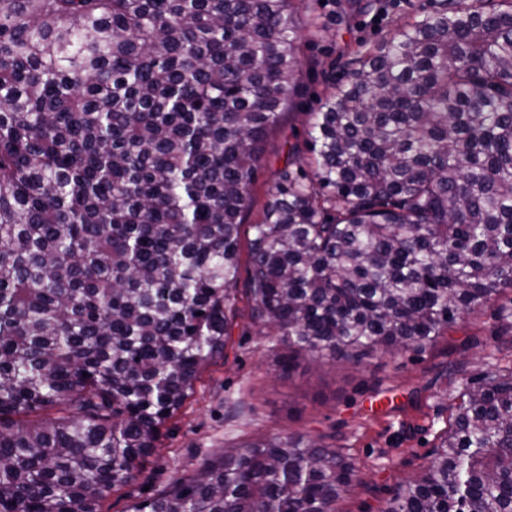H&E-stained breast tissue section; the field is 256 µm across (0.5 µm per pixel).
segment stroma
Segmentation results:
<instances>
[{
    "label": "stroma",
    "instance_id": "1",
    "mask_svg": "<svg viewBox=\"0 0 512 512\" xmlns=\"http://www.w3.org/2000/svg\"><path fill=\"white\" fill-rule=\"evenodd\" d=\"M312 8L326 32L301 43L306 67L285 121L265 139L252 189V221L291 147L304 143L308 115L319 109L331 78L342 77V65L359 42H376L402 23L410 2L395 0L385 13L348 24L338 18L337 0H314ZM239 307L223 358L203 372L136 478L105 494L101 512H131L136 503L164 492L174 477L192 475L224 446L286 434L326 436L355 459L360 482L338 501L339 512H380L394 485L431 461L463 382L512 367V323L491 304L463 315L425 350L359 365L304 361L285 376L279 368L284 346L261 335L247 302Z\"/></svg>",
    "mask_w": 512,
    "mask_h": 512
}]
</instances>
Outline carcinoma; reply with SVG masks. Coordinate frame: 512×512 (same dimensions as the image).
I'll return each mask as SVG.
<instances>
[{
    "label": "carcinoma",
    "mask_w": 512,
    "mask_h": 512,
    "mask_svg": "<svg viewBox=\"0 0 512 512\" xmlns=\"http://www.w3.org/2000/svg\"><path fill=\"white\" fill-rule=\"evenodd\" d=\"M305 2L0 0V512H100L241 295L289 374L423 350L512 292V0H433L359 46L312 161L293 151L245 225L323 31ZM458 397L383 512H512V368ZM358 483L324 437L275 435L133 512H339Z\"/></svg>",
    "instance_id": "carcinoma-1"
}]
</instances>
